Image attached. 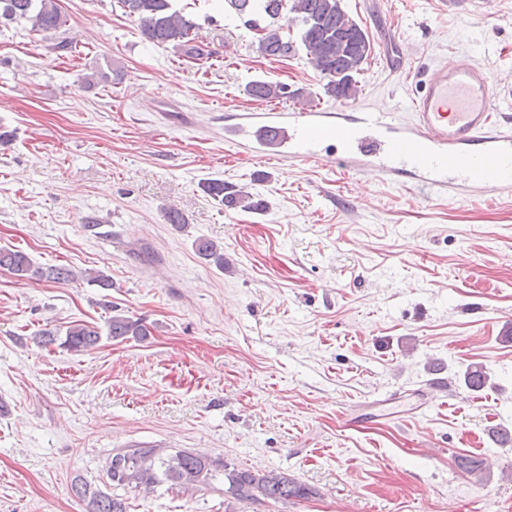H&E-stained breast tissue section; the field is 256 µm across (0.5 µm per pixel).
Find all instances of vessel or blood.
Instances as JSON below:
<instances>
[{
    "label": "vessel or blood",
    "mask_w": 512,
    "mask_h": 512,
    "mask_svg": "<svg viewBox=\"0 0 512 512\" xmlns=\"http://www.w3.org/2000/svg\"><path fill=\"white\" fill-rule=\"evenodd\" d=\"M505 89L485 67L457 56L436 66L409 100L407 114H357L301 108L235 115L224 142L238 154L319 161L345 172H369L436 196L512 191V114ZM379 412L350 414L351 429L405 414L403 397L379 401Z\"/></svg>",
    "instance_id": "vessel-or-blood-1"
}]
</instances>
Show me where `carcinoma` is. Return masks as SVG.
<instances>
[{
    "instance_id": "1",
    "label": "carcinoma",
    "mask_w": 512,
    "mask_h": 512,
    "mask_svg": "<svg viewBox=\"0 0 512 512\" xmlns=\"http://www.w3.org/2000/svg\"><path fill=\"white\" fill-rule=\"evenodd\" d=\"M174 0H118L124 13L138 21L143 37L158 45H170L185 56L201 60L212 55L208 45L195 41L192 30L195 23ZM244 24L260 28L259 52L267 57H286L294 50L293 42L282 37L280 27L273 20L285 11L294 14L299 23L300 42L307 57L325 80L323 90L336 101L355 98L356 75L372 54L367 33L350 18L342 7V0H226ZM263 17L272 19L259 27ZM0 19L8 22L25 21L35 33H56L66 25L58 0H0ZM247 93L256 100H273L288 96V86L281 82L255 81ZM202 191L218 204L228 208L261 211L265 202L219 179L201 185ZM197 252L224 267V254L210 240L200 239ZM0 268L9 270L19 279H39L53 282L67 281L72 271L58 266L41 268L21 250L0 248ZM107 336L114 340L144 339L150 328L140 319L115 314L106 321ZM102 331L84 323L66 326L65 331L42 332V343L71 352H82L99 343ZM465 387L482 390L490 383L489 374L481 369H467L463 373ZM108 483L100 487L80 478L74 480L76 495L87 502L88 512H129L128 499L117 493L123 491H152L164 484L181 486L194 483L208 484L223 477L224 496L237 503H278L291 499L304 500L316 491L285 473L251 471L232 468L208 456L185 450L168 453L160 448L141 446L127 454H114L106 464ZM112 491H106V488Z\"/></svg>"
}]
</instances>
